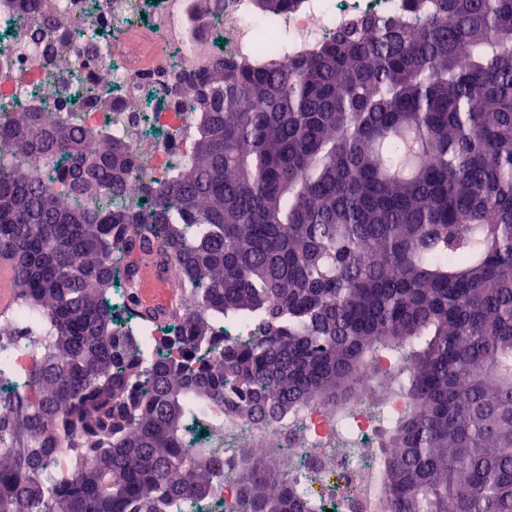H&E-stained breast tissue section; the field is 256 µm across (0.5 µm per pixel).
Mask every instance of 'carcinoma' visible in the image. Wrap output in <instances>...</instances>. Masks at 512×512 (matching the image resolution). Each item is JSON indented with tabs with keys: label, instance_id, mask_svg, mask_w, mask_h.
Wrapping results in <instances>:
<instances>
[{
	"label": "carcinoma",
	"instance_id": "1",
	"mask_svg": "<svg viewBox=\"0 0 512 512\" xmlns=\"http://www.w3.org/2000/svg\"><path fill=\"white\" fill-rule=\"evenodd\" d=\"M184 82L191 154L139 188L130 145L77 114L33 104L0 127V257L23 307L0 370L42 343L29 391L0 397V512H185L222 452L183 447L189 426L221 440L226 411L352 396L375 347L407 360L387 512H512V0H402L284 66ZM144 255L188 288L142 314L163 332L146 339L106 304L119 276L137 308ZM226 323L247 335L224 343ZM239 496L316 512L256 450Z\"/></svg>",
	"mask_w": 512,
	"mask_h": 512
}]
</instances>
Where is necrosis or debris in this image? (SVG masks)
<instances>
[{"instance_id":"necrosis-or-debris-1","label":"necrosis or debris","mask_w":512,"mask_h":512,"mask_svg":"<svg viewBox=\"0 0 512 512\" xmlns=\"http://www.w3.org/2000/svg\"><path fill=\"white\" fill-rule=\"evenodd\" d=\"M400 0H300L278 18L290 53L256 54L265 27L258 0H224V20L193 16L192 0H0V38L7 64L0 68V124L15 108L45 101L66 117L80 113L86 126L111 129L137 157V180L164 179L172 164L192 150L196 118L187 89L176 84L224 60L282 65L289 55L310 51L326 33L369 15L393 14ZM153 37L151 65L129 34ZM68 61L85 83L111 90L112 106L60 96ZM404 360L373 350L359 373L360 392L350 400L299 408L279 419L224 418V452L208 512H236L241 449L259 448L288 478L308 484L319 512H383L381 468L389 455L387 433L407 410L401 387Z\"/></svg>"}]
</instances>
